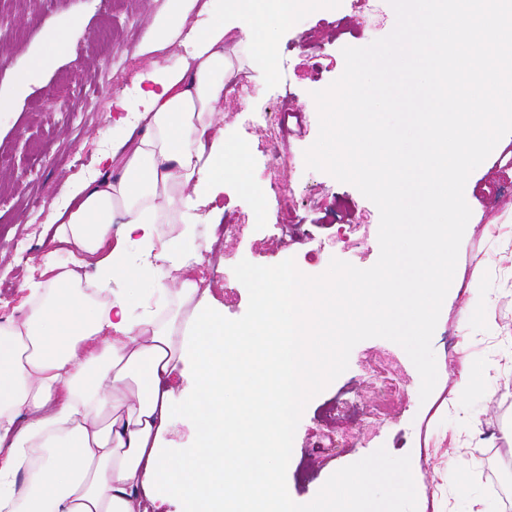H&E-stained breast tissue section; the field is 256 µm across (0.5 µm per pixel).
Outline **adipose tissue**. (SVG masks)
I'll return each instance as SVG.
<instances>
[{"label": "adipose tissue", "mask_w": 512, "mask_h": 512, "mask_svg": "<svg viewBox=\"0 0 512 512\" xmlns=\"http://www.w3.org/2000/svg\"><path fill=\"white\" fill-rule=\"evenodd\" d=\"M322 2L225 0L172 66L153 55L182 45L198 0H167L153 15L134 51L152 58L141 110L119 119L122 136L98 174L73 185L71 210L47 217L73 265L28 283V311L0 323V512H155L143 482L163 395L185 368L183 333L202 299L189 275L201 261L197 227L220 223L212 202L225 182L258 201L266 195L246 179L243 149L224 138L234 57L250 46V63L276 75L279 32ZM81 25L74 17L65 29L45 26L46 50L16 72L18 90ZM161 224L179 230L164 240ZM129 242L139 244L141 262L131 260ZM140 293L176 302L133 319Z\"/></svg>", "instance_id": "1"}]
</instances>
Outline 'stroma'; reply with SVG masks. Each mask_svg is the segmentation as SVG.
I'll return each mask as SVG.
<instances>
[{"label": "stroma", "mask_w": 512, "mask_h": 512, "mask_svg": "<svg viewBox=\"0 0 512 512\" xmlns=\"http://www.w3.org/2000/svg\"><path fill=\"white\" fill-rule=\"evenodd\" d=\"M160 7L159 0H0V97L15 101L0 116V323L28 310L23 281L42 280L46 263H68L47 243L46 216L67 206L73 182L96 175L99 156L118 137L109 107L117 99L136 102L134 76L146 66L121 52L141 40L148 11ZM75 15L84 26L70 32L66 54L15 96L13 75L43 53L45 23L63 27ZM395 24L388 0H330L280 33L277 76L250 65V50L242 48L236 77L251 88L225 101L224 137L246 147L249 181L276 180L283 191L258 206L237 185H225L215 202L224 211L221 224L197 227L199 244L217 239L199 276L225 317L240 318L248 307L233 272L241 260L271 266L291 258L310 276L334 258L361 269L377 262L378 208L355 186L307 169L304 152L319 131L308 103L342 75L343 48L386 37ZM283 106L290 132L275 147L269 135ZM465 191L472 215L432 338L433 392L420 399L419 373L398 344L358 343L347 370L308 403L298 424L286 474L298 503L382 447L409 456L417 512H471L477 501L485 512H512V134L470 174ZM284 204L296 217L285 230L278 223ZM228 224L236 232H225ZM475 298L482 309L464 320ZM382 349L406 379V397L387 398L368 369ZM469 364L482 373L464 396L460 373Z\"/></svg>", "instance_id": "obj_1"}]
</instances>
